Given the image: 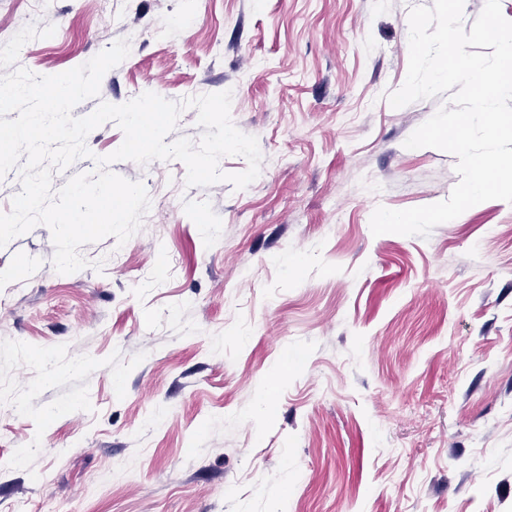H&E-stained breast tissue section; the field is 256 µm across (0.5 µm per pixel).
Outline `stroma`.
<instances>
[{
  "label": "stroma",
  "mask_w": 512,
  "mask_h": 512,
  "mask_svg": "<svg viewBox=\"0 0 512 512\" xmlns=\"http://www.w3.org/2000/svg\"><path fill=\"white\" fill-rule=\"evenodd\" d=\"M432 4L0 0L11 67L132 44L74 116L228 90L262 156L242 190L113 163L150 209L81 271H55L42 224L0 248V512H512V204L370 228L459 181L454 155L404 146L448 94L386 99ZM122 141L108 122L86 145Z\"/></svg>",
  "instance_id": "1"
}]
</instances>
